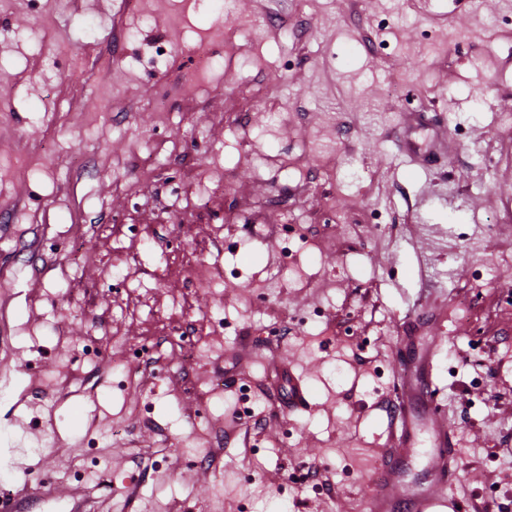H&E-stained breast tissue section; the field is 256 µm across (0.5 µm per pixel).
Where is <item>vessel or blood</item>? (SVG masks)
<instances>
[{"instance_id":"1","label":"vessel or blood","mask_w":512,"mask_h":512,"mask_svg":"<svg viewBox=\"0 0 512 512\" xmlns=\"http://www.w3.org/2000/svg\"><path fill=\"white\" fill-rule=\"evenodd\" d=\"M444 322L442 315L429 314L411 321L398 339L391 432L375 467L366 512H437L454 504L456 447L433 382ZM275 382L288 388L286 412L308 408L305 382L292 368L277 364ZM419 458L425 461L424 477L412 486L406 472Z\"/></svg>"}]
</instances>
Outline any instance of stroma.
I'll use <instances>...</instances> for the list:
<instances>
[{
  "instance_id": "stroma-1",
  "label": "stroma",
  "mask_w": 512,
  "mask_h": 512,
  "mask_svg": "<svg viewBox=\"0 0 512 512\" xmlns=\"http://www.w3.org/2000/svg\"><path fill=\"white\" fill-rule=\"evenodd\" d=\"M161 45V71L136 64ZM510 110L512 0H0V481L85 484L91 512H364L427 307L454 495L512 512ZM76 154L91 173L60 168ZM161 318L196 352L129 361ZM87 336L110 339L93 361ZM280 360L308 389L288 420Z\"/></svg>"
}]
</instances>
